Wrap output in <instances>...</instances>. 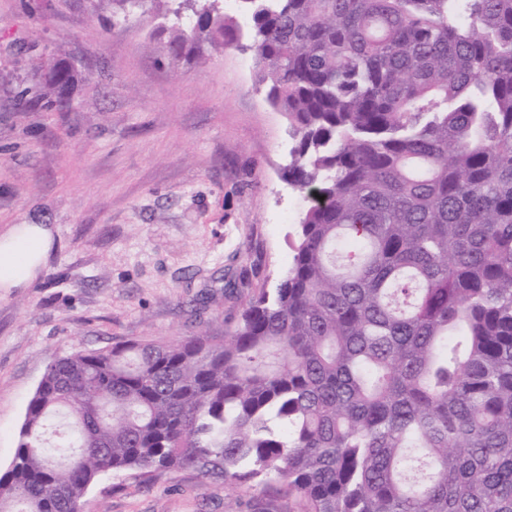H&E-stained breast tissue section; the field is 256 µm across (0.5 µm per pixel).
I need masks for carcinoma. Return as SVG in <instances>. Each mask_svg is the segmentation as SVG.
Returning <instances> with one entry per match:
<instances>
[{
  "mask_svg": "<svg viewBox=\"0 0 512 512\" xmlns=\"http://www.w3.org/2000/svg\"><path fill=\"white\" fill-rule=\"evenodd\" d=\"M224 2L158 31L186 62L254 53L305 202L288 270L222 335L51 361L0 512L186 467L288 512H512V0ZM36 75L62 110L77 69Z\"/></svg>",
  "mask_w": 512,
  "mask_h": 512,
  "instance_id": "carcinoma-1",
  "label": "carcinoma"
}]
</instances>
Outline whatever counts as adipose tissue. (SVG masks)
Masks as SVG:
<instances>
[{
  "instance_id": "ef3b65f1",
  "label": "adipose tissue",
  "mask_w": 512,
  "mask_h": 512,
  "mask_svg": "<svg viewBox=\"0 0 512 512\" xmlns=\"http://www.w3.org/2000/svg\"><path fill=\"white\" fill-rule=\"evenodd\" d=\"M52 244V230L44 224H18L0 235V288H19L35 278Z\"/></svg>"
}]
</instances>
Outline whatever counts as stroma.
<instances>
[{"mask_svg":"<svg viewBox=\"0 0 512 512\" xmlns=\"http://www.w3.org/2000/svg\"><path fill=\"white\" fill-rule=\"evenodd\" d=\"M169 7L116 18L112 0H0V234L47 224L53 247L25 286L0 289V469L47 365L73 350L233 328L291 259L300 194L283 177L288 123L252 53L174 60ZM76 60L71 106L33 109L35 61ZM288 512L284 486L126 471L86 512Z\"/></svg>","mask_w":512,"mask_h":512,"instance_id":"1","label":"stroma"}]
</instances>
